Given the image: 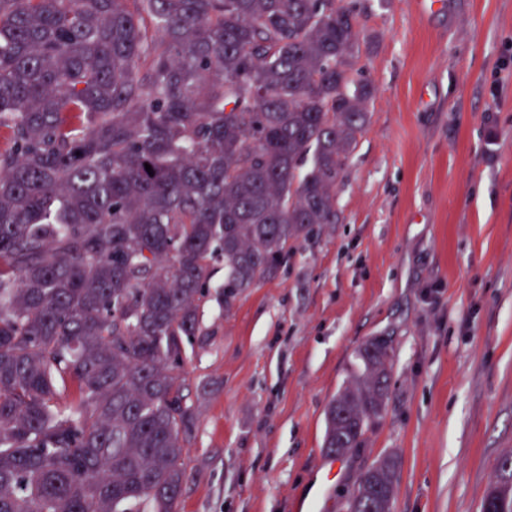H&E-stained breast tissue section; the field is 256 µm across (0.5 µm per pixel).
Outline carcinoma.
<instances>
[{
  "label": "carcinoma",
  "mask_w": 512,
  "mask_h": 512,
  "mask_svg": "<svg viewBox=\"0 0 512 512\" xmlns=\"http://www.w3.org/2000/svg\"><path fill=\"white\" fill-rule=\"evenodd\" d=\"M358 53L336 0H0V512H177L212 262L229 306L338 223ZM374 341L327 409L332 455L385 410ZM397 469L375 460L347 512L391 502ZM499 469L481 512H512Z\"/></svg>",
  "instance_id": "obj_1"
}]
</instances>
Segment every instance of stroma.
<instances>
[{
    "label": "stroma",
    "mask_w": 512,
    "mask_h": 512,
    "mask_svg": "<svg viewBox=\"0 0 512 512\" xmlns=\"http://www.w3.org/2000/svg\"><path fill=\"white\" fill-rule=\"evenodd\" d=\"M346 2L374 93L340 220L231 306L214 265L185 344L178 512H345L384 454L391 512H480L512 455V0ZM374 336L392 339L389 399L327 486L326 411Z\"/></svg>",
    "instance_id": "obj_1"
}]
</instances>
